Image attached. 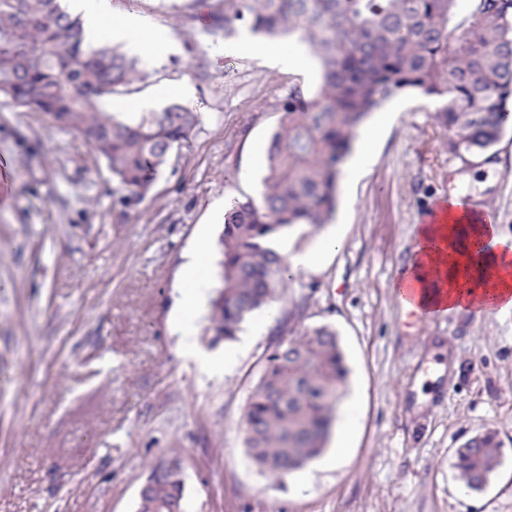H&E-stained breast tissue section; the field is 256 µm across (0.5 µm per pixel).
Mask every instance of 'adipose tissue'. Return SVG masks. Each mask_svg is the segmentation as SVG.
<instances>
[{"label":"adipose tissue","mask_w":512,"mask_h":512,"mask_svg":"<svg viewBox=\"0 0 512 512\" xmlns=\"http://www.w3.org/2000/svg\"><path fill=\"white\" fill-rule=\"evenodd\" d=\"M75 7L84 16L88 43H96L105 26L111 41L147 60H161L170 49L165 38L136 18L105 22L97 0H75ZM502 241L497 225L482 223L478 206L451 194L436 223L417 225L412 256L399 282L431 289L435 304L451 312L473 311L489 298L499 310H510L512 254L502 249Z\"/></svg>","instance_id":"obj_1"}]
</instances>
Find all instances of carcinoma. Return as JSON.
Returning <instances> with one entry per match:
<instances>
[{
  "instance_id": "obj_1",
  "label": "carcinoma",
  "mask_w": 512,
  "mask_h": 512,
  "mask_svg": "<svg viewBox=\"0 0 512 512\" xmlns=\"http://www.w3.org/2000/svg\"><path fill=\"white\" fill-rule=\"evenodd\" d=\"M469 2L463 14L459 0H215L204 34L228 35L242 22L254 34L295 37L321 76L313 93L295 84L278 103L260 199H236L224 213L211 344L236 340L294 279L271 243L327 223L352 139L386 100L416 90L438 101L448 152L464 161L497 144L512 112V0ZM144 80L137 59L85 43L82 19L61 0H0V95L78 132L112 173L123 212L146 198L201 125L179 103L130 119L111 111ZM301 321L297 310L278 322L245 412V450L275 481L323 453L348 378L336 331L298 330ZM502 458L497 432L487 430L456 449L454 467L467 489L480 490ZM137 512H185L178 457L150 468Z\"/></svg>"
}]
</instances>
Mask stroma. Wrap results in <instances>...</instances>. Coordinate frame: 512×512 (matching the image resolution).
<instances>
[{
  "instance_id": "35a3bbf8",
  "label": "stroma",
  "mask_w": 512,
  "mask_h": 512,
  "mask_svg": "<svg viewBox=\"0 0 512 512\" xmlns=\"http://www.w3.org/2000/svg\"><path fill=\"white\" fill-rule=\"evenodd\" d=\"M213 3L101 2L171 39L163 62L140 60L133 111L163 108L160 87L184 82L202 118L136 209L114 207L110 171L76 132L0 97V512H136L148 465L173 455L186 512H512V310L420 322L391 288L416 224L453 191L499 210L512 241V125L490 164L462 161L414 91L398 94L364 173L339 180L341 248L278 298L280 316L306 302L303 325L339 336L350 452L306 481H273L247 457L246 402L275 321L256 315L214 345L199 310L189 349L174 316L187 255L216 272L225 211L260 193L291 74L242 51L246 27L203 35ZM444 347L456 366L440 374ZM488 429L502 463L465 490L454 452Z\"/></svg>"
}]
</instances>
